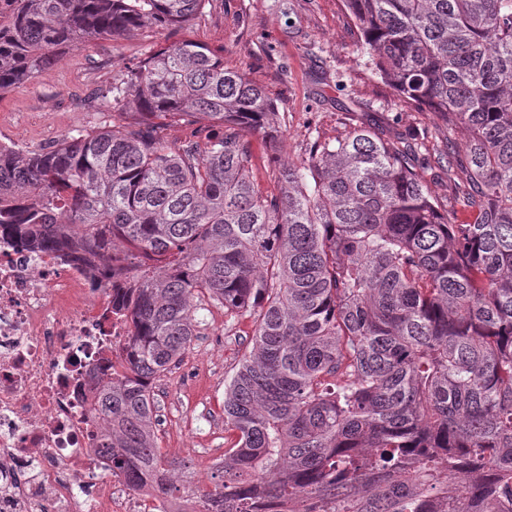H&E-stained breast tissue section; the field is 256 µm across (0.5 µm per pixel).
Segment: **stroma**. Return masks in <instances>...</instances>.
<instances>
[{
	"mask_svg": "<svg viewBox=\"0 0 512 512\" xmlns=\"http://www.w3.org/2000/svg\"><path fill=\"white\" fill-rule=\"evenodd\" d=\"M191 39L224 52L227 67L245 72L275 104L283 129L280 154L302 162L311 140H332L357 126L384 137L417 139L419 169L443 209L456 207L446 167L447 141L435 114L386 86L361 50L360 31L343 0H206L185 28L145 29L126 39H94L66 53L34 78L0 95V140L23 150L55 144L88 126L92 93L150 51ZM197 335L182 361L154 384L160 448H179L201 484L232 439L224 428V385L250 350L253 326L224 329V310L202 301Z\"/></svg>",
	"mask_w": 512,
	"mask_h": 512,
	"instance_id": "stroma-1",
	"label": "stroma"
}]
</instances>
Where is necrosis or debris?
<instances>
[{
	"mask_svg": "<svg viewBox=\"0 0 512 512\" xmlns=\"http://www.w3.org/2000/svg\"><path fill=\"white\" fill-rule=\"evenodd\" d=\"M124 283L83 251L0 231V512H176L113 472L90 414L106 374L125 371Z\"/></svg>",
	"mask_w": 512,
	"mask_h": 512,
	"instance_id": "necrosis-or-debris-1",
	"label": "necrosis or debris"
}]
</instances>
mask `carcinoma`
Segmentation results:
<instances>
[{
	"label": "carcinoma",
	"mask_w": 512,
	"mask_h": 512,
	"mask_svg": "<svg viewBox=\"0 0 512 512\" xmlns=\"http://www.w3.org/2000/svg\"><path fill=\"white\" fill-rule=\"evenodd\" d=\"M203 2L0 0V95ZM344 4L382 81L465 128L439 160L466 221L440 211L401 136L361 126L282 160L264 88L185 40L114 79L93 126L37 151L0 143V228L133 272L112 297L134 326L126 373L90 408L130 487L161 472L153 491L195 512H512V0ZM169 118L194 138L169 145ZM205 299L253 324L210 490L158 447L153 391ZM252 141L253 154H254V175L256 177L259 187L268 194H276L277 187L273 180L270 179L267 173L268 159L264 143L258 136L249 137Z\"/></svg>",
	"instance_id": "obj_1"
}]
</instances>
